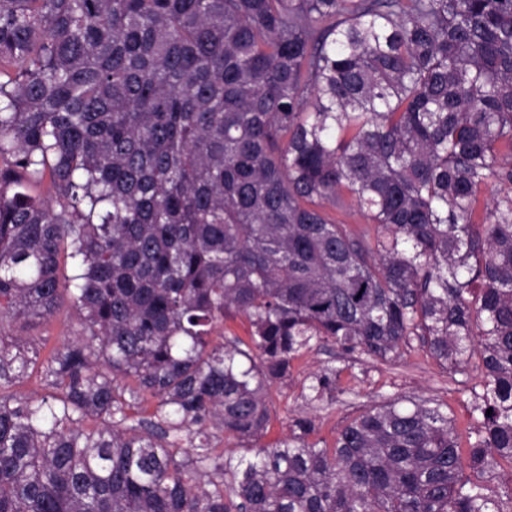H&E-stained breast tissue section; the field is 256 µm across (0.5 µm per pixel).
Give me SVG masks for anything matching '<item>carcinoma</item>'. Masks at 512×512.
Wrapping results in <instances>:
<instances>
[{
    "instance_id": "1",
    "label": "carcinoma",
    "mask_w": 512,
    "mask_h": 512,
    "mask_svg": "<svg viewBox=\"0 0 512 512\" xmlns=\"http://www.w3.org/2000/svg\"><path fill=\"white\" fill-rule=\"evenodd\" d=\"M2 75L0 324L68 300L80 329L38 398L10 391L38 349L0 333V512H501L512 0H0ZM238 316L248 341H214ZM414 337L478 371L465 451L428 401L251 459L204 432L258 440L314 342L389 362Z\"/></svg>"
}]
</instances>
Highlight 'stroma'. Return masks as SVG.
Listing matches in <instances>:
<instances>
[{
    "instance_id": "stroma-1",
    "label": "stroma",
    "mask_w": 512,
    "mask_h": 512,
    "mask_svg": "<svg viewBox=\"0 0 512 512\" xmlns=\"http://www.w3.org/2000/svg\"><path fill=\"white\" fill-rule=\"evenodd\" d=\"M78 328L70 304H62L46 320L20 326L4 322L0 333L35 341L41 353L62 346ZM341 371L340 389L332 396L308 399L315 374L327 367ZM397 398L431 400L448 405L459 424L470 420V393L465 384L426 356L419 341H411L398 359L380 363L366 356L348 354L339 346H313L294 361L289 377L276 381L267 397L270 415L268 432L261 444L268 445L291 435L297 420L307 418L315 425V438L333 441L341 427L366 405Z\"/></svg>"
}]
</instances>
